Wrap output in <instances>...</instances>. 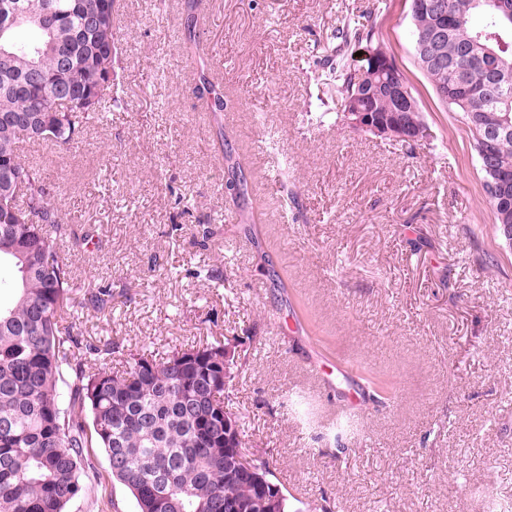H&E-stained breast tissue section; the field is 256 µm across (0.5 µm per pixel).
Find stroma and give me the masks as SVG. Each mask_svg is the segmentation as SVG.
Returning a JSON list of instances; mask_svg holds the SVG:
<instances>
[{
	"label": "stroma",
	"instance_id": "stroma-1",
	"mask_svg": "<svg viewBox=\"0 0 512 512\" xmlns=\"http://www.w3.org/2000/svg\"><path fill=\"white\" fill-rule=\"evenodd\" d=\"M186 3L117 0L121 104L27 155L74 226L61 256L112 291L111 308L79 310L85 337L160 354L237 338L229 406L297 512L511 502L512 245L468 125L415 61L410 0H206L200 61L182 51ZM370 10L430 130L421 144L308 121L331 33ZM202 74L223 79V127L195 104ZM228 143L249 171L243 208L224 192ZM318 363L347 371L325 384ZM365 367L396 397L370 400ZM88 455L65 512H135L103 451Z\"/></svg>",
	"mask_w": 512,
	"mask_h": 512
}]
</instances>
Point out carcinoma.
I'll list each match as a JSON object with an SVG mask.
<instances>
[{"label":"carcinoma","mask_w":512,"mask_h":512,"mask_svg":"<svg viewBox=\"0 0 512 512\" xmlns=\"http://www.w3.org/2000/svg\"><path fill=\"white\" fill-rule=\"evenodd\" d=\"M499 0H438L448 14L441 55L451 68L416 62L441 98L462 113L497 230H512V132L485 136L486 114H512V19ZM115 0H0V512H65L90 467L84 449H103L112 478L135 501L136 512H258L275 484L269 462L255 461L268 486L240 474L234 449L224 446V381L245 365L241 353L224 363L229 338L198 339L158 359L130 353L112 369L118 346L83 336L74 296L96 310L112 304V289L77 281L60 257L58 240L74 234L51 202L41 172L20 155L22 145L75 141L83 120H103L121 102L113 4ZM434 11L412 18V36L431 29ZM371 19L336 29L317 75L329 112L344 120L362 107L384 122L402 116L407 129L427 130L420 108L402 114L376 80H364L346 59L353 45L372 46ZM500 56L497 86L485 92L487 49ZM210 110L224 131V98L207 82ZM327 112V113H329ZM29 113L40 127L29 134L8 117ZM327 113L316 117L324 122ZM491 156L483 166L481 154ZM229 194L247 192V168L230 152ZM372 396L392 397L391 381L363 377Z\"/></svg>","instance_id":"obj_1"}]
</instances>
